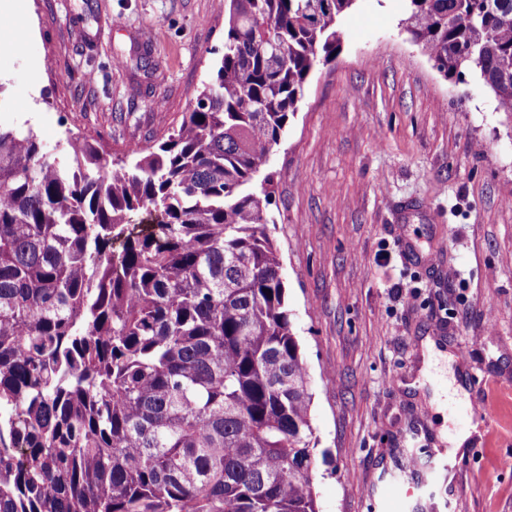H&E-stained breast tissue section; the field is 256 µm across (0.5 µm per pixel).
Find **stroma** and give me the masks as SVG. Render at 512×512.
Instances as JSON below:
<instances>
[{
	"label": "stroma",
	"mask_w": 512,
	"mask_h": 512,
	"mask_svg": "<svg viewBox=\"0 0 512 512\" xmlns=\"http://www.w3.org/2000/svg\"><path fill=\"white\" fill-rule=\"evenodd\" d=\"M0 121L66 159L166 138L224 46V0H11ZM358 0L265 165L306 364L318 512H512V120L475 74L446 79ZM440 337L463 397L432 405ZM492 420L455 449L470 401ZM447 452L431 459V448Z\"/></svg>",
	"instance_id": "obj_1"
}]
</instances>
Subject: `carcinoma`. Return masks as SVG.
Returning <instances> with one entry per match:
<instances>
[{
    "label": "carcinoma",
    "mask_w": 512,
    "mask_h": 512,
    "mask_svg": "<svg viewBox=\"0 0 512 512\" xmlns=\"http://www.w3.org/2000/svg\"><path fill=\"white\" fill-rule=\"evenodd\" d=\"M357 0H224L196 106L114 159L0 123V512H318L262 174ZM512 119V0H405Z\"/></svg>",
    "instance_id": "cac0c4a2"
}]
</instances>
